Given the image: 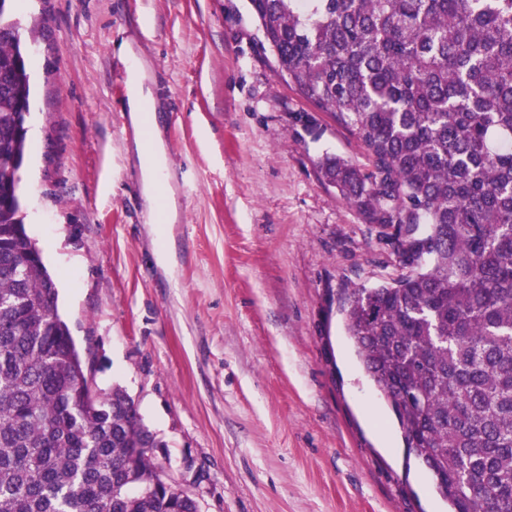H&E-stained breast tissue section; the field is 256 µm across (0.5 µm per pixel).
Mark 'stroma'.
<instances>
[{"label":"stroma","mask_w":512,"mask_h":512,"mask_svg":"<svg viewBox=\"0 0 512 512\" xmlns=\"http://www.w3.org/2000/svg\"><path fill=\"white\" fill-rule=\"evenodd\" d=\"M17 16L27 232L97 388L125 390L201 512H449L345 330L348 292L398 266L319 163L371 165L276 76L248 0H21ZM125 43L158 103L172 224L142 194Z\"/></svg>","instance_id":"1"}]
</instances>
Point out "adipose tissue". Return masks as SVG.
<instances>
[{"label": "adipose tissue", "instance_id": "obj_1", "mask_svg": "<svg viewBox=\"0 0 512 512\" xmlns=\"http://www.w3.org/2000/svg\"><path fill=\"white\" fill-rule=\"evenodd\" d=\"M128 82V119L135 131L134 146L139 161L143 194L150 206H161L165 222H172L176 205L169 186L168 158L160 133L159 118L147 109L153 96L146 83L145 68L132 58Z\"/></svg>", "mask_w": 512, "mask_h": 512}]
</instances>
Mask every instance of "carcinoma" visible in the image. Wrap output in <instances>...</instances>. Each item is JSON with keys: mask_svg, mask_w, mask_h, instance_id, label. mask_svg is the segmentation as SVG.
I'll return each mask as SVG.
<instances>
[{"mask_svg": "<svg viewBox=\"0 0 512 512\" xmlns=\"http://www.w3.org/2000/svg\"><path fill=\"white\" fill-rule=\"evenodd\" d=\"M16 0H0V512H197L119 387L83 359L28 235L31 112ZM277 74L352 129L369 173L323 178L401 273L343 313L408 454L452 512H512V0H249Z\"/></svg>", "mask_w": 512, "mask_h": 512, "instance_id": "cac0c4a2", "label": "carcinoma"}]
</instances>
